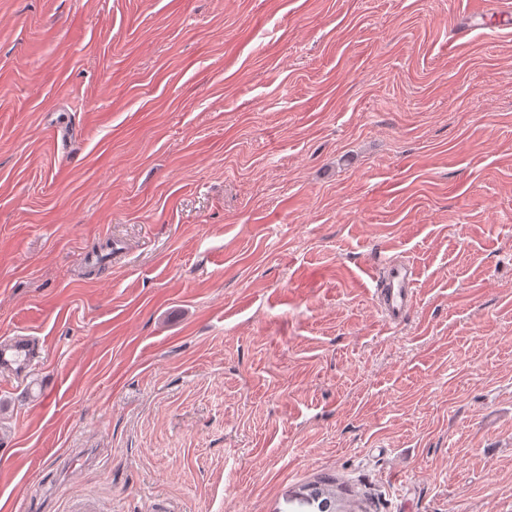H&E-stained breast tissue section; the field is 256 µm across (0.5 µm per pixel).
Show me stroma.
I'll return each mask as SVG.
<instances>
[{"label": "stroma", "instance_id": "obj_1", "mask_svg": "<svg viewBox=\"0 0 512 512\" xmlns=\"http://www.w3.org/2000/svg\"><path fill=\"white\" fill-rule=\"evenodd\" d=\"M480 2L459 42L468 0H0V337L41 351L0 378V512H291L323 477L344 512H512V27ZM416 270L409 260H390L377 269L374 297L377 310L389 324L401 323L416 304Z\"/></svg>", "mask_w": 512, "mask_h": 512}]
</instances>
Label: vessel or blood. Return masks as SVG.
I'll use <instances>...</instances> for the list:
<instances>
[{
  "instance_id": "1",
  "label": "vessel or blood",
  "mask_w": 512,
  "mask_h": 512,
  "mask_svg": "<svg viewBox=\"0 0 512 512\" xmlns=\"http://www.w3.org/2000/svg\"><path fill=\"white\" fill-rule=\"evenodd\" d=\"M416 270L405 259L390 260L377 270L375 303L383 319L401 323L416 304ZM36 358L35 339L26 332L0 338V373L17 381L30 373Z\"/></svg>"
}]
</instances>
